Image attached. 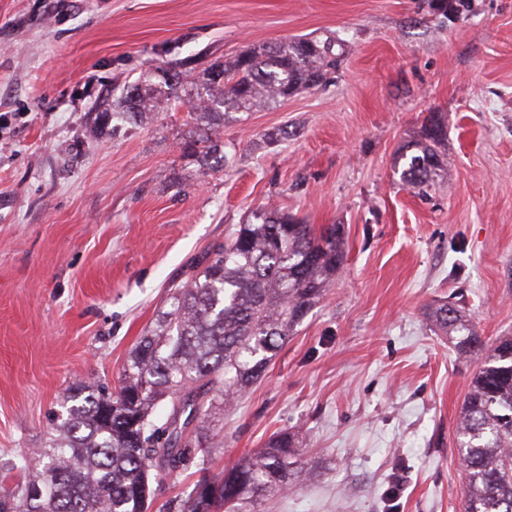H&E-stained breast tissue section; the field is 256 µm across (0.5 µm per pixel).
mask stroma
I'll return each mask as SVG.
<instances>
[{"mask_svg":"<svg viewBox=\"0 0 512 512\" xmlns=\"http://www.w3.org/2000/svg\"><path fill=\"white\" fill-rule=\"evenodd\" d=\"M0 0V465L21 464L75 380L117 387L171 284L260 206L340 224L346 262L266 376L215 419L214 470L276 431L316 476L271 512H461L456 419L479 364L427 319L461 304L512 336V0ZM345 39L321 86L237 114L228 161L160 109L112 132L124 86L295 36ZM433 113L446 177L394 176ZM197 141H185L182 147V155L187 157H212L223 161V165L228 161L224 154V141L216 137L215 141H210L208 145L199 146Z\"/></svg>","mask_w":512,"mask_h":512,"instance_id":"obj_1","label":"stroma"}]
</instances>
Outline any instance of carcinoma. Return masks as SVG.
<instances>
[{
    "instance_id": "1",
    "label": "carcinoma",
    "mask_w": 512,
    "mask_h": 512,
    "mask_svg": "<svg viewBox=\"0 0 512 512\" xmlns=\"http://www.w3.org/2000/svg\"><path fill=\"white\" fill-rule=\"evenodd\" d=\"M342 40L298 38L214 61L188 74L127 87L112 118L138 124L157 103L191 109L214 128L238 111L280 102L321 84L336 68ZM448 126L429 117L420 139L399 155L400 181L422 190L445 172ZM182 155L228 161L224 142L186 141ZM345 258L342 225L320 228L268 206L251 211L224 242L205 252L190 280L173 284L168 309L130 352L118 390L71 386L44 446L23 456V476L0 486V512H149L152 482L176 478L186 456L197 477L166 512H262L305 482L313 467L293 431L212 471L215 416L262 379L270 362L336 278ZM457 356L475 357L456 430L463 461V512H512V336L487 342L459 304L431 309ZM166 413H157L158 407Z\"/></svg>"
}]
</instances>
